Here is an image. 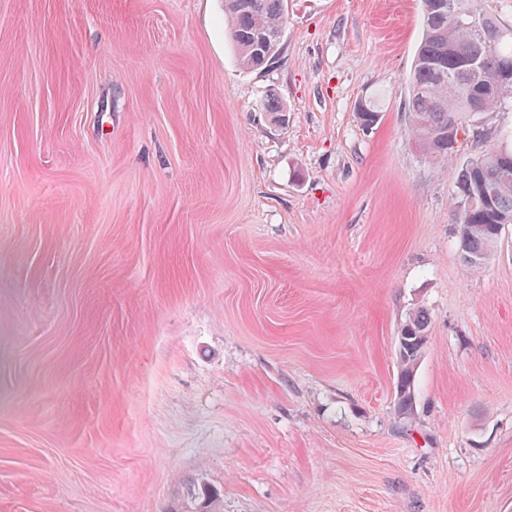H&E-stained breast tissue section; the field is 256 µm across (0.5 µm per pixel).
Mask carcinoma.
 Returning a JSON list of instances; mask_svg holds the SVG:
<instances>
[{"label":"carcinoma","mask_w":512,"mask_h":512,"mask_svg":"<svg viewBox=\"0 0 512 512\" xmlns=\"http://www.w3.org/2000/svg\"><path fill=\"white\" fill-rule=\"evenodd\" d=\"M287 0H224V24L235 46L238 65L257 70L279 55V35L287 22ZM479 17L487 31L479 36L470 26ZM423 34L409 76L411 137L427 156L444 161L452 155L459 130L478 126L479 116L495 112L512 101V78H499L512 65V30L483 11L478 0H422ZM268 36L259 50L256 37ZM265 109L280 125L286 108L278 98L266 100ZM360 123L371 127L379 112L369 101L356 109ZM453 202L463 260L468 269L483 268L504 226L512 224V151L487 147L457 175ZM429 339L425 310L412 312L400 326L394 411L401 419L414 414L416 366Z\"/></svg>","instance_id":"obj_1"}]
</instances>
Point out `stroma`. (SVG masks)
<instances>
[{"mask_svg":"<svg viewBox=\"0 0 512 512\" xmlns=\"http://www.w3.org/2000/svg\"><path fill=\"white\" fill-rule=\"evenodd\" d=\"M287 9L246 71L223 0H0V512H512V225L472 272L452 209L512 107L430 160L421 0ZM429 323L427 312L419 309L408 316L398 331L397 346L403 340V351L398 353L394 411L400 419H410L414 414L416 366L428 343Z\"/></svg>","mask_w":512,"mask_h":512,"instance_id":"stroma-1","label":"stroma"}]
</instances>
